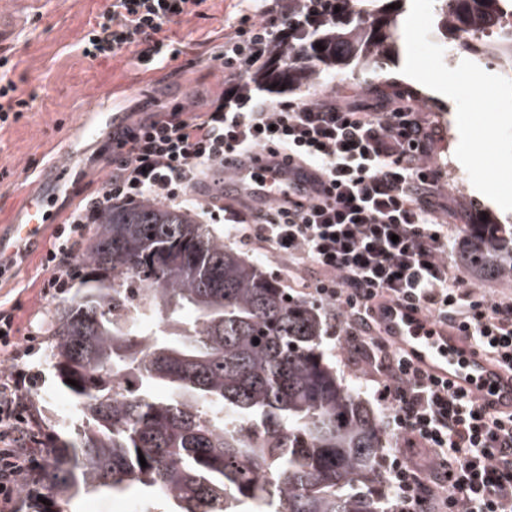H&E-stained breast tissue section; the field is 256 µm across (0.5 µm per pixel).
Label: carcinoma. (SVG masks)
Wrapping results in <instances>:
<instances>
[{"label":"carcinoma","instance_id":"carcinoma-1","mask_svg":"<svg viewBox=\"0 0 512 512\" xmlns=\"http://www.w3.org/2000/svg\"><path fill=\"white\" fill-rule=\"evenodd\" d=\"M389 2L288 0V28L250 83L289 92L383 70L404 13ZM439 2L445 45L512 11V0ZM484 52L512 65V37ZM470 239L473 262L512 279V234ZM286 296L186 211L145 199L101 214L47 331L78 425L59 427L29 395L49 461L23 478L20 512L130 491L166 512H392L377 415L326 361L321 313Z\"/></svg>","mask_w":512,"mask_h":512}]
</instances>
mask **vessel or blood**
<instances>
[{
    "mask_svg": "<svg viewBox=\"0 0 512 512\" xmlns=\"http://www.w3.org/2000/svg\"><path fill=\"white\" fill-rule=\"evenodd\" d=\"M224 184L236 202L263 208L271 200L297 202L323 197L314 169L296 156L280 151H254L224 158ZM52 186L26 194L6 229L27 248L38 247L59 213L48 206ZM372 317L384 337L429 377L449 387L491 414H512V368H506L475 346L455 324L438 321L397 300L383 298Z\"/></svg>",
    "mask_w": 512,
    "mask_h": 512,
    "instance_id": "b4317fda",
    "label": "vessel or blood"
}]
</instances>
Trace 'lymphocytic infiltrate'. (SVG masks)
Returning <instances> with one entry per match:
<instances>
[{
	"label": "lymphocytic infiltrate",
	"instance_id": "f902f5d3",
	"mask_svg": "<svg viewBox=\"0 0 512 512\" xmlns=\"http://www.w3.org/2000/svg\"><path fill=\"white\" fill-rule=\"evenodd\" d=\"M203 0H109L81 39L97 59L135 48L154 69L177 60L168 23L196 14ZM287 21L266 5H245L224 36L225 95L203 113L177 109L128 125L112 137V173L102 191L73 209L54 232L43 259L44 295L68 288V260L89 224L117 205L147 198L184 207L202 177L212 194L198 208L209 223L230 225L241 243L288 263L289 283L309 287L332 315L334 332L359 340L379 377L383 429L410 447L434 454L424 472L389 460L384 476L396 512H512V416L485 414L463 395L426 377L375 334L369 303L379 296L407 302L457 323L492 357L512 365V296L468 288L445 258L449 210L431 167L439 133L419 107L385 96L374 103L326 93L273 104L250 96L244 74L271 49ZM0 48V128L19 120L30 103ZM291 152L323 175L326 198L251 209L226 204L218 173L231 151ZM18 381L0 384V503L15 497L14 476L36 463L34 451L12 447L27 406Z\"/></svg>",
	"mask_w": 512,
	"mask_h": 512
}]
</instances>
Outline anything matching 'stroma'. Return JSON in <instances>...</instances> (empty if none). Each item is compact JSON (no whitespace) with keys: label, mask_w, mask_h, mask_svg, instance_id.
<instances>
[{"label":"stroma","mask_w":512,"mask_h":512,"mask_svg":"<svg viewBox=\"0 0 512 512\" xmlns=\"http://www.w3.org/2000/svg\"><path fill=\"white\" fill-rule=\"evenodd\" d=\"M106 0H0V15L13 17L14 27L5 46L17 67L11 77L32 107L14 124L0 128V224L20 197L48 176L70 135L88 112L126 113L137 122L170 112L179 106L189 111H206L224 93V75L216 56L224 45V25L236 15L237 0H203L197 15L167 25V35L178 40L182 53L168 65L143 70L133 50L113 58L91 59L82 53L80 40L89 21L103 9ZM337 96L370 99L383 92L415 91L431 123L443 129L431 162L447 170L455 162L458 136L447 135L449 122L456 119L455 103L415 80L391 64L381 78L368 79L345 70L329 79ZM112 136L103 133L84 138L81 149L69 158L71 174L58 188V202L71 210L97 195L111 171L108 162ZM444 190L458 214L452 225L447 258L457 266L468 285L488 292L505 291L501 281L486 279L464 258L467 249L463 227L488 221L512 225V212L479 193L473 185L459 188L445 184ZM0 257L13 260L9 278L0 280V308L13 310L14 325L34 336L28 354L19 359L0 355V367L22 372L26 389L38 391L69 419L68 399L55 388L46 358L45 333L49 312L71 299L73 289L49 297L41 293L45 274L42 252H30L15 241L0 249ZM321 348L338 378L359 390L375 412L383 406L376 396L378 385L370 380L364 361L354 354L343 337L324 334Z\"/></svg>","instance_id":"1"}]
</instances>
